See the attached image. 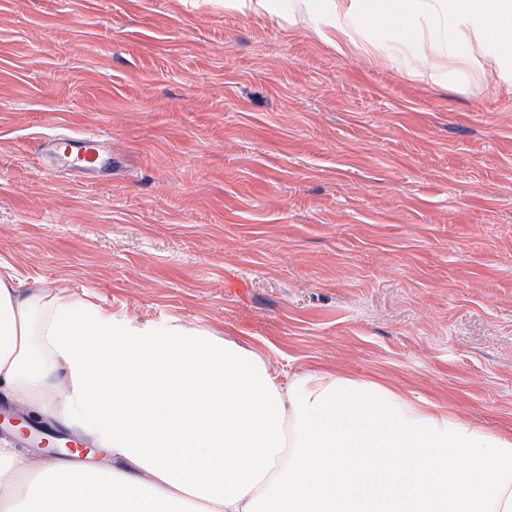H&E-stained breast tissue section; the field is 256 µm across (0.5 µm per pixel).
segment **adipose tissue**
I'll return each mask as SVG.
<instances>
[{"label":"adipose tissue","mask_w":512,"mask_h":512,"mask_svg":"<svg viewBox=\"0 0 512 512\" xmlns=\"http://www.w3.org/2000/svg\"><path fill=\"white\" fill-rule=\"evenodd\" d=\"M337 53L365 29L426 42L460 83L489 57L512 87V0H224ZM480 33L472 44L464 31ZM0 390L112 458L70 467L0 447V512H512V433L400 388L313 366L276 372L245 339L91 303L22 295L0 275Z\"/></svg>","instance_id":"adipose-tissue-1"}]
</instances>
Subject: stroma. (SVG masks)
Returning <instances> with one entry per match:
<instances>
[{
	"mask_svg": "<svg viewBox=\"0 0 512 512\" xmlns=\"http://www.w3.org/2000/svg\"><path fill=\"white\" fill-rule=\"evenodd\" d=\"M222 0H0V272L512 431V89ZM105 132V174L43 155Z\"/></svg>",
	"mask_w": 512,
	"mask_h": 512,
	"instance_id": "35a3bbf8",
	"label": "stroma"
}]
</instances>
